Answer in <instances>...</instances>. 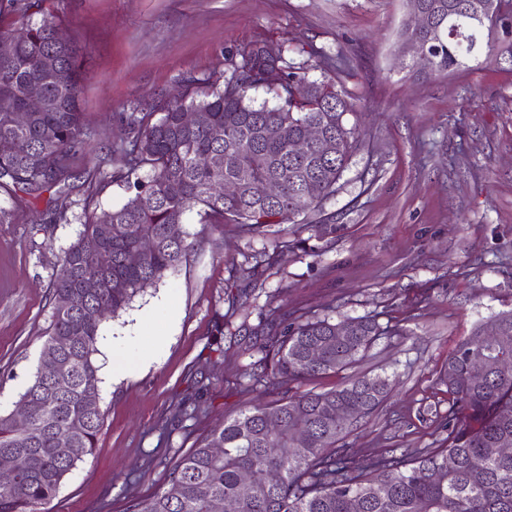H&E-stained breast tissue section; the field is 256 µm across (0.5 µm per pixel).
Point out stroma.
<instances>
[{
    "instance_id": "1",
    "label": "stroma",
    "mask_w": 512,
    "mask_h": 512,
    "mask_svg": "<svg viewBox=\"0 0 512 512\" xmlns=\"http://www.w3.org/2000/svg\"><path fill=\"white\" fill-rule=\"evenodd\" d=\"M81 49L82 110L92 133L74 150L67 221L47 196L0 191V415L32 380L51 326L52 284L84 214L120 208L128 194L119 135L132 112L161 114L188 85L230 76L237 52L283 46L312 80L352 97L363 132L317 219L266 234L203 227L163 281L104 324L113 351L137 354L138 337L166 326L147 368L99 388L103 423L94 455L79 462L42 512H126L164 487L174 463L223 419L258 403L325 391L347 372L277 385L245 371L277 315L377 317L387 326L354 372L393 381L384 403L350 437L361 466L387 452L438 447L452 406L440 375L456 344L512 309V34L493 27L470 68L425 76L404 68L398 35L408 0H46ZM275 264L248 270L266 252ZM199 409L166 417L192 395Z\"/></svg>"
}]
</instances>
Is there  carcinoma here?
Listing matches in <instances>:
<instances>
[{"label":"carcinoma","instance_id":"obj_1","mask_svg":"<svg viewBox=\"0 0 512 512\" xmlns=\"http://www.w3.org/2000/svg\"><path fill=\"white\" fill-rule=\"evenodd\" d=\"M42 2L0 0V8L18 16L0 29V141L17 145L13 153H0V189L6 192H62L71 175V151L90 135L80 111L78 47L56 39L61 22L42 11ZM421 2L433 20V31L418 33L429 41V56L410 67L426 75L469 68L492 27L475 26L461 11L448 16V5L463 9L469 0ZM239 57L230 77L206 93H185L158 120L151 112L129 117L122 148L126 171L113 180L123 182L130 196L121 208L86 219L58 262L51 332L39 361L53 360L59 370L48 374L36 367L21 393L31 411L27 428L0 415V456L12 457L21 474L18 483L0 486V512H39L77 463L93 454L102 414L87 408L84 392L100 382L95 355L101 326L186 257L188 234L173 236L170 228L182 226L193 212L201 224H238L250 234L292 222L335 192L360 149V132L348 120L354 106L334 83L309 80L307 68L266 44H254ZM297 85L310 87L300 103L291 99ZM34 86L44 104L17 125L14 115L24 110ZM259 88L274 94V106L251 102L249 91ZM189 109L207 113V123L187 125ZM310 124L322 128L335 144L333 152L311 146L302 156L293 154V143ZM144 168L146 178L133 177ZM226 181L237 184L236 195L220 192ZM263 182L278 183L280 196L256 195L255 185ZM88 240L111 253L109 266L97 264L85 247ZM145 240L152 249L129 263ZM90 281L97 287L88 288ZM99 306L106 308L104 316L87 318V310ZM494 325L498 335L488 336L478 325L448 358L441 382L453 405L442 447L351 468L345 440L358 419H348L346 407L359 405L366 417L390 387L386 374H362L332 390L282 398L224 419L175 463L167 488L133 501L127 512H213L217 500L240 502V512H512V456L498 452L502 443L512 444V310L499 313ZM382 335L372 317L336 322L300 315L280 333L263 337V371L247 376L287 384L344 371ZM314 350L319 357L312 360ZM477 358L490 361L481 384L470 375ZM298 426L308 429L304 441L294 436ZM216 444L223 455L212 452ZM271 469L280 474L275 485L267 479ZM245 472L252 476L247 494L240 484Z\"/></svg>","mask_w":512,"mask_h":512}]
</instances>
